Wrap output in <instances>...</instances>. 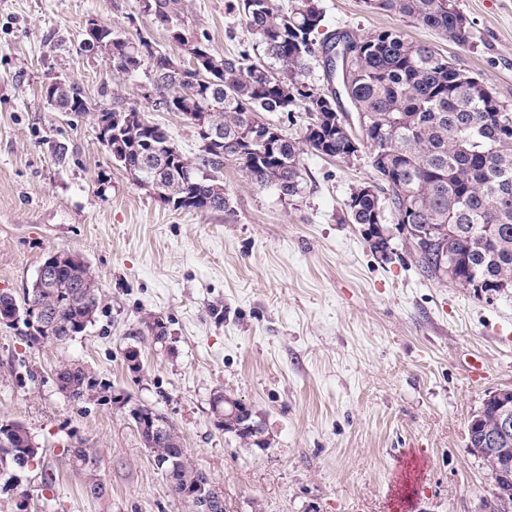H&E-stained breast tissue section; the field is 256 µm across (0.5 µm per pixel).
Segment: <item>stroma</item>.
<instances>
[{"label": "stroma", "mask_w": 512, "mask_h": 512, "mask_svg": "<svg viewBox=\"0 0 512 512\" xmlns=\"http://www.w3.org/2000/svg\"><path fill=\"white\" fill-rule=\"evenodd\" d=\"M233 2L183 0L190 29L225 55L256 43ZM455 3L468 49L364 0H319L324 30L399 29L512 103V0ZM91 19L183 54L141 0H0V293L22 296L56 251L83 257L103 292L95 323L63 343L0 323V419L24 423L39 448L18 484L0 478V512H189L116 395L178 428L227 512H488L493 481L467 446L468 423L512 389V295L424 276L394 218L351 223L353 190L376 178L365 151L349 162L303 154L306 191L288 201L229 163V210H174L113 164L94 114L137 105L189 156L195 133L144 100L145 72L115 78L103 53L85 50ZM65 78L90 112L48 101ZM149 315L166 324V345L145 330ZM466 354L482 358L484 379L465 375ZM65 363L90 369L104 393L66 398ZM219 391L252 407L267 447L215 427ZM78 445L97 452L99 496L72 465Z\"/></svg>", "instance_id": "35a3bbf8"}]
</instances>
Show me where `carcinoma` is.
<instances>
[{"mask_svg":"<svg viewBox=\"0 0 512 512\" xmlns=\"http://www.w3.org/2000/svg\"><path fill=\"white\" fill-rule=\"evenodd\" d=\"M372 9L411 17L460 48L471 47L470 23L454 0H365ZM166 13L155 18L185 52L183 70L161 69L167 59L148 36L112 32V68L132 76L149 68L154 105L179 113H209L210 123L224 128V145L214 149L196 133L200 146L185 155L161 126L135 105L118 104L97 115L105 123L100 143L114 152L112 162L136 171L142 154H159L162 190L177 210L222 212L230 207L222 173L233 163L254 184L273 188L282 200L304 194L301 155L311 151L351 160L369 151L380 176L373 191L356 188L348 204L354 224H374L375 214L391 212L397 223L414 228L409 241L417 266L427 276L448 279L462 288L479 280L489 291L512 292V104L484 94V85L458 69L431 47L408 40L397 29L357 34L321 32L324 15L318 0H291L283 10L277 0H235L234 9L256 37L257 54L243 49L225 56L209 37L190 31L183 0H165ZM359 44L338 81L344 98L304 80L311 61L327 54L337 39ZM202 53L193 56L194 50ZM61 103L84 100L78 84L57 88ZM301 107L307 116L298 138L282 133L270 116ZM349 110L364 113L367 127L354 134L336 119ZM59 287L35 282L22 299L10 304L22 310L37 301L53 311V326L41 334L46 342H63L93 324L101 302L91 267L77 257L59 270ZM59 390L83 401L97 383L90 371L64 364L56 371ZM483 427L468 434L469 448L486 447ZM0 429V475L15 472L23 457L36 458L38 446L28 428L16 420ZM155 465L179 456L180 471L167 477L180 498L192 490L198 468L175 426L168 436L147 447ZM76 465L97 463L92 448L73 449Z\"/></svg>","mask_w":512,"mask_h":512,"instance_id":"obj_1","label":"carcinoma"}]
</instances>
